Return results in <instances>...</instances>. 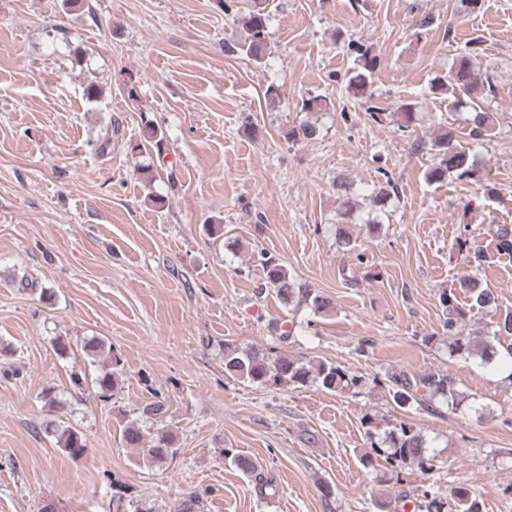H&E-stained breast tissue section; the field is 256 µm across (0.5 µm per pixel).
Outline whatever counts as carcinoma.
I'll list each match as a JSON object with an SVG mask.
<instances>
[{"mask_svg":"<svg viewBox=\"0 0 512 512\" xmlns=\"http://www.w3.org/2000/svg\"><path fill=\"white\" fill-rule=\"evenodd\" d=\"M269 0H252L251 9L246 16L247 37L234 48L256 63L265 58L266 40L269 35L271 18L268 11ZM350 53L354 54L355 67L350 72L346 89L355 98L367 103L365 111L375 123H383L397 116L398 126L405 130L418 121L417 104L400 103L394 110L370 103L365 98L366 91L380 66V60L373 53L372 46L359 41L348 42ZM430 91L436 95L448 96V110L462 108L471 110L468 136L479 142L491 135L495 129L496 118L485 111L480 101L492 95L491 82L479 81L476 72V58L466 54L455 61L448 69V75L435 80ZM433 154V163L425 175L428 183L441 185L453 176L455 179L473 180L476 177V165L471 159L469 148L461 145L454 130L443 126L429 143ZM385 186L372 196L374 207L383 210L388 199L395 192L392 178L381 172ZM351 181L339 179L333 183L338 196L342 197V207L338 211L339 219L335 224L336 245L343 251H354L358 247V236L353 234L348 217L357 206V200L350 194ZM492 237L497 252L512 254V225L497 224L492 229ZM253 257L263 272L261 288L272 290L288 313L294 314L301 309L315 316H325L333 311L331 299L320 294L305 282L291 275L279 259L266 249L254 246ZM463 293L465 303H460L458 293ZM444 320L442 329L448 336V357L455 360L476 361L482 366L492 365L494 358L512 360V311H501L497 291L488 288L474 276L462 274L453 288L439 293ZM478 315L491 318L492 336L486 340H476L464 335L467 323ZM84 354L96 361L102 357L107 368L93 381L98 398L109 400L114 395L123 375L121 357L113 347L106 346L99 338L92 337L83 341ZM224 372L243 383L266 385L270 382L286 384L294 388L317 387L336 394H361L365 378L351 372L339 362L327 359H296L281 355L271 349L224 348ZM388 391L392 392L393 402L398 407L434 409L436 403L447 405L449 411H455L463 402L453 377L448 371L428 370L411 372L394 371L385 375ZM150 398L141 401L138 406L140 417L149 422L141 426L133 423L124 427L121 433L123 445L135 450V463L145 467L157 466L176 458L179 452L176 435L166 426H160L169 409V399L154 389L150 379L142 377ZM366 442L370 452L362 456V464L370 469L377 466L376 458L381 457L393 469L431 470L433 455L428 441L417 429L404 422H380L374 415L362 416ZM52 433L57 436L61 450L77 458L86 448L84 434L67 425H54ZM231 462L254 484L257 495L267 498L271 489L262 469L252 460L236 454H230ZM419 512H483L480 500L468 487L457 486L444 496L440 489L430 485L422 491L421 499L415 502Z\"/></svg>","mask_w":512,"mask_h":512,"instance_id":"1","label":"carcinoma"}]
</instances>
